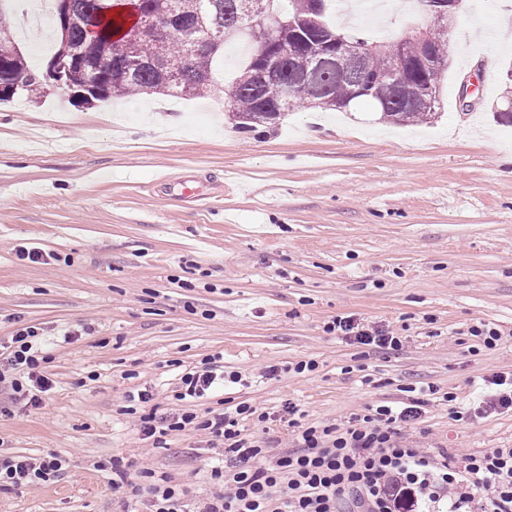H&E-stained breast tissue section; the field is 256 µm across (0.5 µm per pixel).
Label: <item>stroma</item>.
<instances>
[{
  "label": "stroma",
  "mask_w": 512,
  "mask_h": 512,
  "mask_svg": "<svg viewBox=\"0 0 512 512\" xmlns=\"http://www.w3.org/2000/svg\"><path fill=\"white\" fill-rule=\"evenodd\" d=\"M385 2L347 24L344 0H327L325 20L385 38L425 25L417 0ZM506 17L512 0H459L441 112L417 125L366 104L301 107L241 134L218 93L0 104V340L43 328L54 381L39 410L0 383V454L67 460L49 481L0 489V512H138L131 489H112L115 458L203 505L220 490L222 442L191 426L141 440L126 396L147 389L157 414L175 412L181 376L216 353L243 381L194 403L200 415L291 401L306 421L342 425L430 386L407 441L452 457L512 448V411L459 417L484 377L512 372V127L496 118ZM190 176L206 193L245 190L202 205L181 196ZM22 246L53 259L19 260ZM347 315L389 327L400 349L325 332ZM482 323L501 333L494 348L470 334ZM302 360L316 370L290 372Z\"/></svg>",
  "instance_id": "stroma-1"
}]
</instances>
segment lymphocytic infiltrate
<instances>
[{
    "mask_svg": "<svg viewBox=\"0 0 512 512\" xmlns=\"http://www.w3.org/2000/svg\"><path fill=\"white\" fill-rule=\"evenodd\" d=\"M326 330L372 348L400 343L388 328L352 316L334 318ZM46 360L40 332L32 326L18 329L0 348V382L9 381L28 407L42 408L53 387L43 369ZM221 360V354H214L200 369L184 373L176 400L203 399L220 382L236 381V374H225ZM425 404L416 397L401 408L381 405L345 427L302 423L290 401L272 416L242 402L207 418L190 411L164 417L151 411L139 421L146 439L192 425L223 442L226 463L211 470L222 490L200 512H340L346 499L352 512H405L409 507L420 512H512V448L464 454L450 462L401 444V428L414 425ZM252 415L261 423L272 417L286 423L296 451L267 459L264 446L242 434V421ZM65 464L56 454L39 459L0 455V488L49 480ZM133 493L142 497L146 512H185L182 492L168 477Z\"/></svg>",
    "mask_w": 512,
    "mask_h": 512,
    "instance_id": "f902f5d3",
    "label": "lymphocytic infiltrate"
}]
</instances>
